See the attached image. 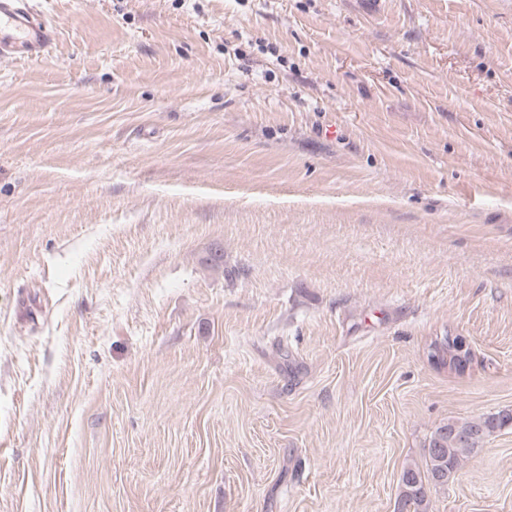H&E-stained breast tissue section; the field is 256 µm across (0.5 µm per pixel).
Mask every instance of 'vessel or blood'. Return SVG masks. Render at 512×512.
<instances>
[{
  "label": "vessel or blood",
  "instance_id": "vessel-or-blood-1",
  "mask_svg": "<svg viewBox=\"0 0 512 512\" xmlns=\"http://www.w3.org/2000/svg\"><path fill=\"white\" fill-rule=\"evenodd\" d=\"M55 40V28L39 18L33 0H0L1 59L45 57Z\"/></svg>",
  "mask_w": 512,
  "mask_h": 512
}]
</instances>
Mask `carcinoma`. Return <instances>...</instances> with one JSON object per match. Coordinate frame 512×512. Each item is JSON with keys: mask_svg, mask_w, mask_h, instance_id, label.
<instances>
[{"mask_svg": "<svg viewBox=\"0 0 512 512\" xmlns=\"http://www.w3.org/2000/svg\"><path fill=\"white\" fill-rule=\"evenodd\" d=\"M442 352L447 357L430 352V357L448 360L450 369L465 371L472 353L463 336L453 342L443 340ZM512 427V410L484 414L467 420H448L432 432L422 464L410 463L403 467L399 477V512H429L430 492L433 487H445L456 479L463 462L481 448L498 431Z\"/></svg>", "mask_w": 512, "mask_h": 512, "instance_id": "carcinoma-1", "label": "carcinoma"}]
</instances>
